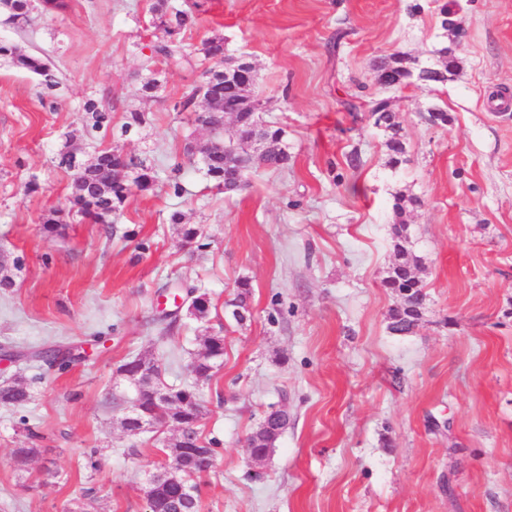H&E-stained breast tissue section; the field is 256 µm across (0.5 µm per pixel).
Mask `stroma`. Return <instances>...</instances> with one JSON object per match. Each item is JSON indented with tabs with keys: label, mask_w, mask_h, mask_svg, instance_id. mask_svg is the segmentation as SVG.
<instances>
[{
	"label": "stroma",
	"mask_w": 512,
	"mask_h": 512,
	"mask_svg": "<svg viewBox=\"0 0 512 512\" xmlns=\"http://www.w3.org/2000/svg\"><path fill=\"white\" fill-rule=\"evenodd\" d=\"M152 3L69 0L22 29L0 13V39L48 58L61 81L50 98L0 62V255L24 259L0 289V346L23 358L0 377L42 378L26 406L0 407V512H145V480L174 431L123 430L135 390L117 369L147 355L165 383H192L209 330L224 334V362L199 387V431L218 443L199 512H512V0H207L183 39L195 49L221 34L227 55L253 63L260 115L286 132L288 169L257 170L227 195L189 163L182 196L163 185L133 194L112 232L73 218L46 234L42 214L66 208L71 192L56 161L64 145L83 159L98 147L146 155L163 171L186 144L208 141L174 105L212 63L154 57ZM447 10L457 30L444 29ZM444 46L459 63L445 83H376L374 60L398 52L416 70ZM151 72L160 88L148 98ZM88 97L114 125L132 110L146 122L89 137ZM373 99L398 114L399 169L370 114L344 108ZM434 108L448 125L427 122ZM34 177L43 191L25 193ZM399 192L414 200L409 247L426 293L408 336L389 332L397 299L382 285ZM174 210L200 226L204 248L183 243ZM243 277L252 317L241 327L227 303ZM182 284L208 293L209 320L161 331L164 295ZM53 344L86 355L50 371L31 354ZM280 404L292 423L253 470L247 438ZM31 446L37 455L17 469L13 449Z\"/></svg>",
	"instance_id": "stroma-1"
}]
</instances>
